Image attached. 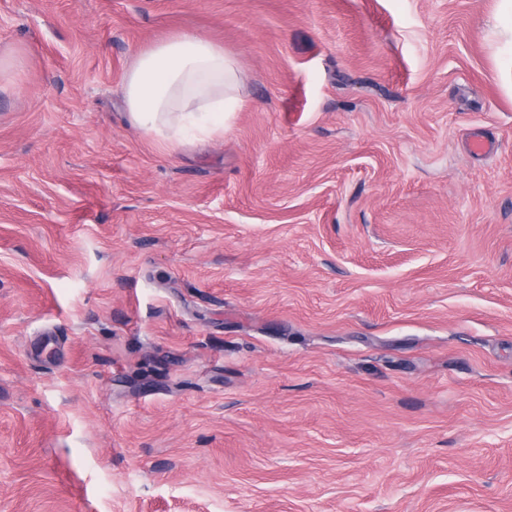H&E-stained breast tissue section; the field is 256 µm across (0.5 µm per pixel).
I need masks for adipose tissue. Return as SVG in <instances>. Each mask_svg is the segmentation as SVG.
<instances>
[{
    "label": "adipose tissue",
    "instance_id": "adipose-tissue-1",
    "mask_svg": "<svg viewBox=\"0 0 512 512\" xmlns=\"http://www.w3.org/2000/svg\"><path fill=\"white\" fill-rule=\"evenodd\" d=\"M235 61L222 46L194 34L160 40L141 51L125 78L130 120L149 133L178 141L223 131L238 101Z\"/></svg>",
    "mask_w": 512,
    "mask_h": 512
}]
</instances>
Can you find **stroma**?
<instances>
[{
    "label": "stroma",
    "mask_w": 512,
    "mask_h": 512,
    "mask_svg": "<svg viewBox=\"0 0 512 512\" xmlns=\"http://www.w3.org/2000/svg\"><path fill=\"white\" fill-rule=\"evenodd\" d=\"M499 9L0 0V512H512ZM185 33L241 105L177 145ZM235 61L224 48L194 34L160 40L141 51L125 78L130 120L147 133L182 142L224 132L238 105Z\"/></svg>",
    "instance_id": "35a3bbf8"
}]
</instances>
